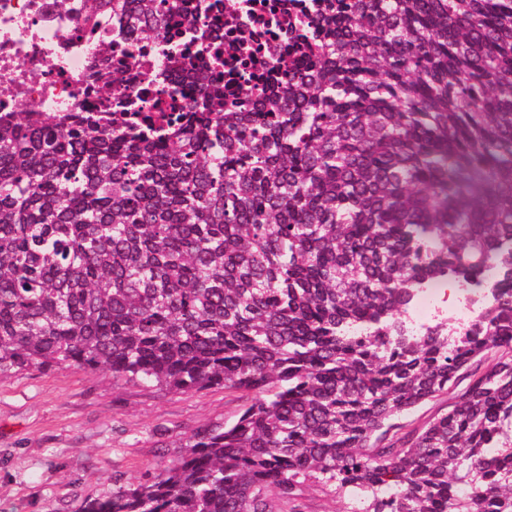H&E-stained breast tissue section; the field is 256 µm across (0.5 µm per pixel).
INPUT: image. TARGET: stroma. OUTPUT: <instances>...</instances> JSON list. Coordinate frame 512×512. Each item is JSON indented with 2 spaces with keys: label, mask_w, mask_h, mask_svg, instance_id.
<instances>
[{
  "label": "stroma",
  "mask_w": 512,
  "mask_h": 512,
  "mask_svg": "<svg viewBox=\"0 0 512 512\" xmlns=\"http://www.w3.org/2000/svg\"><path fill=\"white\" fill-rule=\"evenodd\" d=\"M242 405L221 389L177 392L105 368L0 374V512H79L175 461Z\"/></svg>",
  "instance_id": "obj_1"
}]
</instances>
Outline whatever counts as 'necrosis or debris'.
I'll return each instance as SVG.
<instances>
[{
    "label": "necrosis or debris",
    "instance_id": "4bbe7bcc",
    "mask_svg": "<svg viewBox=\"0 0 512 512\" xmlns=\"http://www.w3.org/2000/svg\"><path fill=\"white\" fill-rule=\"evenodd\" d=\"M198 8L197 28L217 30L225 41L262 44L254 68L264 71L288 39L282 23L298 13V0H189ZM93 0H0V115L23 103L39 111L80 112L94 105L90 94L100 74L111 71L129 101L151 113L168 82L157 44L130 45L112 19L95 33L78 25ZM491 301L488 283L461 286L448 280L424 284L404 314L422 331L439 322L463 328Z\"/></svg>",
    "mask_w": 512,
    "mask_h": 512
}]
</instances>
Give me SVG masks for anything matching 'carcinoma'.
<instances>
[{"instance_id": "carcinoma-1", "label": "carcinoma", "mask_w": 512, "mask_h": 512, "mask_svg": "<svg viewBox=\"0 0 512 512\" xmlns=\"http://www.w3.org/2000/svg\"><path fill=\"white\" fill-rule=\"evenodd\" d=\"M186 0H98L131 44ZM267 75L174 67L154 127L0 118V374L105 367L247 403L83 512H512V0H309ZM468 328L414 334L419 285L482 279ZM448 397L411 426L400 419ZM349 501V494H346L345 500L334 499L332 496L324 494L318 487H311L305 495V512H336L339 508L346 507Z\"/></svg>"}]
</instances>
